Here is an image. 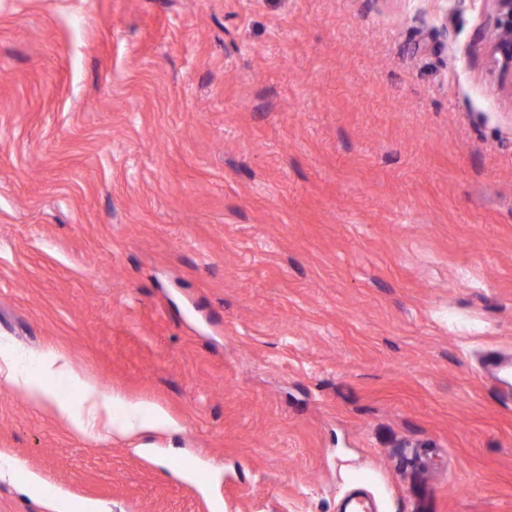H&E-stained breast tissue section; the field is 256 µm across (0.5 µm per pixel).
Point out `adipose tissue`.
Returning a JSON list of instances; mask_svg holds the SVG:
<instances>
[{
    "label": "adipose tissue",
    "mask_w": 512,
    "mask_h": 512,
    "mask_svg": "<svg viewBox=\"0 0 512 512\" xmlns=\"http://www.w3.org/2000/svg\"><path fill=\"white\" fill-rule=\"evenodd\" d=\"M0 380L22 392L31 404L51 411L81 434L91 433L103 414L107 415L113 432L126 437L171 425L162 410L146 411L103 391L97 382L75 373L62 356L50 354L33 363L1 338ZM59 380L80 390L79 404L59 399L54 394L52 384Z\"/></svg>",
    "instance_id": "adipose-tissue-1"
}]
</instances>
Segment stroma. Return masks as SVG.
I'll return each mask as SVG.
<instances>
[{"mask_svg":"<svg viewBox=\"0 0 512 512\" xmlns=\"http://www.w3.org/2000/svg\"><path fill=\"white\" fill-rule=\"evenodd\" d=\"M489 0H0V512H512V90ZM38 477L45 494L27 492ZM0 380L22 392L31 404L50 410L65 420L80 434L91 433L102 413L110 420L113 433L126 437L171 426L169 418L161 409L144 411L139 406L124 402L112 392L103 391L97 382L75 373L60 355L44 356L34 368L24 354L2 338ZM59 380H66L80 390L81 401L78 406L59 399L53 393L50 383Z\"/></svg>","mask_w":512,"mask_h":512,"instance_id":"obj_1","label":"stroma"}]
</instances>
